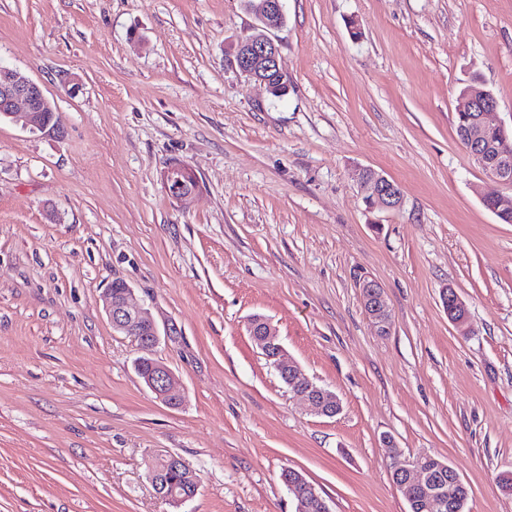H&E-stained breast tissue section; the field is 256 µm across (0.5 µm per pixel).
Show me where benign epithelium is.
Here are the masks:
<instances>
[{
	"mask_svg": "<svg viewBox=\"0 0 512 512\" xmlns=\"http://www.w3.org/2000/svg\"><path fill=\"white\" fill-rule=\"evenodd\" d=\"M243 3L253 15L255 24L250 33L238 42L234 64L241 74L270 88V79L262 77L261 73L282 75L280 48L273 36L285 21L282 0H243ZM51 108L52 103L42 88L29 76L17 69L0 68V114L23 122L33 131L45 130L44 113ZM497 108V98L491 91L481 85L466 88L458 97L457 107V112L461 113V139L486 174L498 183L512 186V132L487 121V116ZM358 176L366 192L367 205L379 203L388 210L400 209L403 193L397 182L372 168L361 169ZM359 288L367 314L381 332H388L392 319L381 285L367 278L360 282ZM132 292L133 289L124 282L121 290L107 291L108 316L115 332L132 337L144 335L139 345L149 352L158 343L160 331L148 310L131 307L129 298ZM443 303L448 319L460 328L465 327L468 309L454 289L443 291ZM248 329L256 346L266 359L273 361L277 371L290 374L296 381L304 383L300 395L314 413L332 418L340 412L341 403L334 392L303 377L298 367L284 357L275 329L268 319L253 317ZM135 370L158 399L170 406L176 405L170 391L172 373L165 365L141 359L135 364ZM437 470L442 474L450 473L452 479L446 481L431 475L417 458L395 469L394 483L409 489L410 496L414 497L411 501L414 512L461 510L465 488L463 480L446 461L437 462ZM295 512H330V509L315 486L307 481Z\"/></svg>",
	"mask_w": 512,
	"mask_h": 512,
	"instance_id": "7a95c632",
	"label": "benign epithelium"
}]
</instances>
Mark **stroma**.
Here are the masks:
<instances>
[{
  "label": "stroma",
  "instance_id": "1",
  "mask_svg": "<svg viewBox=\"0 0 512 512\" xmlns=\"http://www.w3.org/2000/svg\"><path fill=\"white\" fill-rule=\"evenodd\" d=\"M284 12L276 98L232 66L254 23L242 0H0V66L61 116L0 119V512H294L289 468L331 512H407L391 473L422 454L457 470L467 512H512V224L482 203L512 187L455 131L475 80L512 126V0ZM176 162L198 181L184 203L164 188ZM362 167L400 184V210L367 207ZM366 275L389 332L364 309ZM117 279L160 328L151 357L177 407L112 330ZM256 315L339 414L282 382ZM164 452L199 475L193 499L156 495ZM359 288L367 314L381 332H388L392 326V319L381 285L374 279L364 278ZM443 303L448 311V319L459 328H464L468 320V309L454 289L443 291ZM139 361L135 364V370L143 379L147 387L156 395V397L170 406H176L177 403L171 395V371L163 364L145 360V355L139 357ZM151 359V358H149ZM143 363H148L149 370L144 371Z\"/></svg>",
  "mask_w": 512,
  "mask_h": 512
}]
</instances>
